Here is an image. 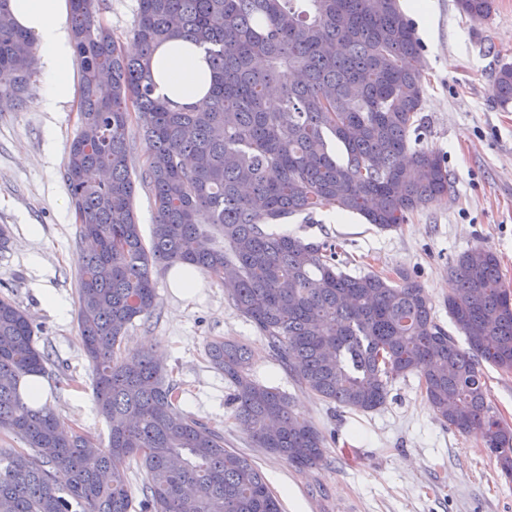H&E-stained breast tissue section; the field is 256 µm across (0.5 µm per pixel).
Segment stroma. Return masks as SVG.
Returning <instances> with one entry per match:
<instances>
[{
    "label": "stroma",
    "mask_w": 512,
    "mask_h": 512,
    "mask_svg": "<svg viewBox=\"0 0 512 512\" xmlns=\"http://www.w3.org/2000/svg\"><path fill=\"white\" fill-rule=\"evenodd\" d=\"M430 3L428 17L413 20L425 70L420 145L443 156L453 192L391 231L332 210L293 218L288 228L304 239L334 241L346 273L408 271L449 331L451 268L464 252L491 248L503 283L512 288V104L492 95L500 61L512 62V0H495L491 18L482 21L461 15L455 0ZM136 8L137 0H103L97 11L98 22L126 50ZM44 92L39 70L21 107H0V227L7 234L0 246V297L27 310L39 347L50 355L47 405L65 426L104 441L108 431L78 337L82 246L63 179L80 102L45 110L38 105ZM169 271L163 264L155 270L154 313L129 327L124 347L162 355L183 412L223 431L228 446L255 461L283 512H512V479L479 437L437 418L419 377L394 381L386 404L374 411L324 401L274 361L266 338L227 300L216 278L204 275L196 294L184 299L170 288ZM48 291L65 314L44 303ZM216 337L245 343L256 379L274 381L293 396L296 411L326 439L321 466L299 471L254 447L233 417L223 375L205 355Z\"/></svg>",
    "instance_id": "1"
}]
</instances>
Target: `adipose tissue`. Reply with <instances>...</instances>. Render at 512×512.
<instances>
[{"label":"adipose tissue","mask_w":512,"mask_h":512,"mask_svg":"<svg viewBox=\"0 0 512 512\" xmlns=\"http://www.w3.org/2000/svg\"><path fill=\"white\" fill-rule=\"evenodd\" d=\"M68 0H11L14 24L34 41L45 73L43 105L51 108L72 99L73 44L67 25ZM152 79L157 91L173 106L196 111L210 103L213 73L204 49L187 38L155 46Z\"/></svg>","instance_id":"adipose-tissue-1"}]
</instances>
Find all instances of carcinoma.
I'll list each match as a JSON object with an SVG mask.
<instances>
[{
    "mask_svg": "<svg viewBox=\"0 0 512 512\" xmlns=\"http://www.w3.org/2000/svg\"><path fill=\"white\" fill-rule=\"evenodd\" d=\"M484 20L494 0H456ZM94 0H70L80 71V131L64 179L92 243L77 282V321L93 368L108 442L71 432L18 385L46 373L28 312L0 298V430L24 448L0 449V512H132L127 471L145 475L143 512H282L258 467L224 434L177 409L159 357L127 353L128 327L151 316L154 269L181 262L216 277L302 388L340 407L383 406L398 378L416 374L437 417L485 443L512 476V427L487 402L483 364L512 373V290L495 253L456 261L448 316L468 348L435 320L406 273L353 276L332 245L274 227L324 208L383 231L448 198L441 156L418 147L424 100L420 43L399 0H138L124 55L96 24ZM185 37L208 55L212 105L174 109L155 94L153 47ZM35 47L0 0V99L24 103ZM512 102V65L492 85ZM139 111L147 164L129 165V108ZM154 216L144 242L137 185ZM233 391L235 418L257 447L299 470L324 460L325 440L280 388L254 378L232 339L206 344Z\"/></svg>",
    "mask_w": 512,
    "mask_h": 512,
    "instance_id": "cac0c4a2",
    "label": "carcinoma"
}]
</instances>
